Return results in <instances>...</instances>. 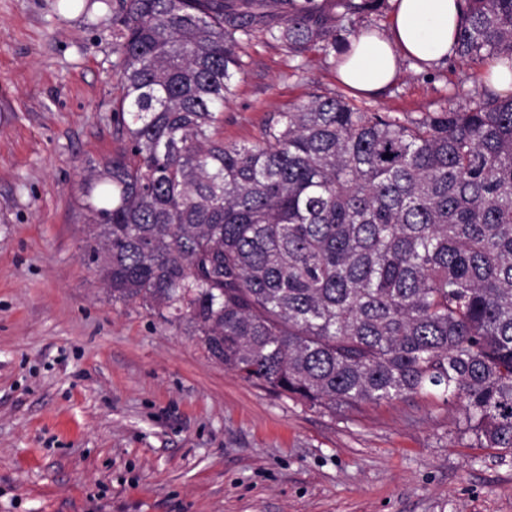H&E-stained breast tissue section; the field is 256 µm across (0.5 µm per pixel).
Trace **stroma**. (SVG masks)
<instances>
[{
    "mask_svg": "<svg viewBox=\"0 0 512 512\" xmlns=\"http://www.w3.org/2000/svg\"><path fill=\"white\" fill-rule=\"evenodd\" d=\"M119 0H0V512H512V452L478 448L435 392L313 407L212 360L188 326L113 301L82 249L83 182L118 152ZM225 141L340 94L406 121L487 90L403 57L372 97L334 55L257 25Z\"/></svg>",
    "mask_w": 512,
    "mask_h": 512,
    "instance_id": "stroma-1",
    "label": "stroma"
}]
</instances>
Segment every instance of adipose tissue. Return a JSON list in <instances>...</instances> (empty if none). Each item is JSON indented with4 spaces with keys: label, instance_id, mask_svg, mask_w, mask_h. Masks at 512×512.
I'll use <instances>...</instances> for the list:
<instances>
[{
    "label": "adipose tissue",
    "instance_id": "adipose-tissue-1",
    "mask_svg": "<svg viewBox=\"0 0 512 512\" xmlns=\"http://www.w3.org/2000/svg\"><path fill=\"white\" fill-rule=\"evenodd\" d=\"M395 2L389 31L360 35L338 60L337 79L358 93L372 95L393 82L400 57L435 65L451 50L460 26L456 0Z\"/></svg>",
    "mask_w": 512,
    "mask_h": 512
}]
</instances>
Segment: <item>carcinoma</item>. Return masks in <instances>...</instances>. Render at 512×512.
Instances as JSON below:
<instances>
[{"mask_svg": "<svg viewBox=\"0 0 512 512\" xmlns=\"http://www.w3.org/2000/svg\"><path fill=\"white\" fill-rule=\"evenodd\" d=\"M124 147L87 180L83 250L114 301L184 323L242 378L334 410L436 391L512 450V97L404 122L314 94L250 144L217 137L266 28L298 58L349 47L386 0H119ZM450 55L512 62V0H457Z\"/></svg>", "mask_w": 512, "mask_h": 512, "instance_id": "carcinoma-1", "label": "carcinoma"}]
</instances>
